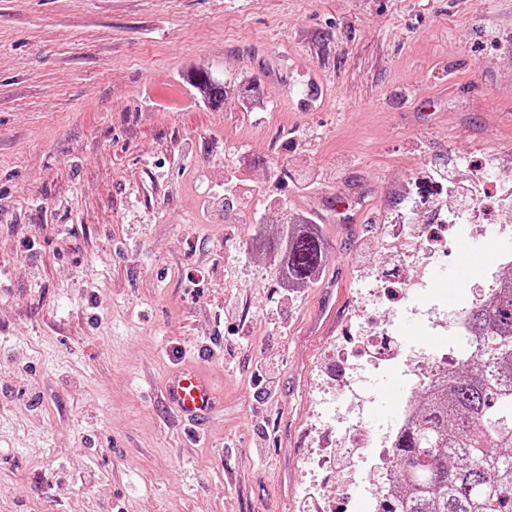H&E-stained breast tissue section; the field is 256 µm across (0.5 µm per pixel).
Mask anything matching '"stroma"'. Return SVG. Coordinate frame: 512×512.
I'll use <instances>...</instances> for the list:
<instances>
[{"label":"stroma","mask_w":512,"mask_h":512,"mask_svg":"<svg viewBox=\"0 0 512 512\" xmlns=\"http://www.w3.org/2000/svg\"><path fill=\"white\" fill-rule=\"evenodd\" d=\"M491 162L512 172V0H0V512H371L359 454L308 463L342 434L318 401L369 361L361 328L454 346L507 276L462 262L512 251L494 197L415 257L448 178ZM300 217L327 248L288 288ZM185 366L216 391L192 431L163 396Z\"/></svg>","instance_id":"stroma-1"}]
</instances>
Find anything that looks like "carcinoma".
Wrapping results in <instances>:
<instances>
[{
    "mask_svg": "<svg viewBox=\"0 0 512 512\" xmlns=\"http://www.w3.org/2000/svg\"><path fill=\"white\" fill-rule=\"evenodd\" d=\"M208 99L224 85L202 70ZM283 272L292 284L310 282L323 261L315 232L288 226ZM490 303L466 308L458 342L460 368L425 392L413 427L393 455L407 492L384 512H512V281Z\"/></svg>",
    "mask_w": 512,
    "mask_h": 512,
    "instance_id": "cac0c4a2",
    "label": "carcinoma"
}]
</instances>
